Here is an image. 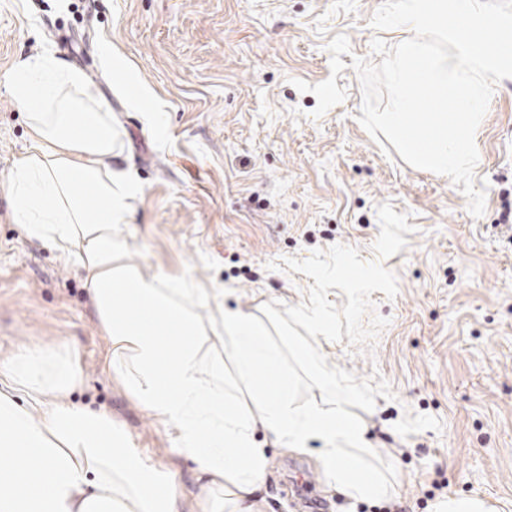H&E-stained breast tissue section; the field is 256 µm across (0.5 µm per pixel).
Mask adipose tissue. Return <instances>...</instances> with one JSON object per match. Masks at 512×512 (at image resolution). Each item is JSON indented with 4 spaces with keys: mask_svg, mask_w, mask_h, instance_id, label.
<instances>
[{
    "mask_svg": "<svg viewBox=\"0 0 512 512\" xmlns=\"http://www.w3.org/2000/svg\"><path fill=\"white\" fill-rule=\"evenodd\" d=\"M10 88L35 143L11 174L14 220L81 273L108 339L107 373L194 464L201 512H263L260 426L292 452L320 441L316 461L337 492L385 497L363 423L341 406L296 401L273 313L230 305L228 288L203 315L207 289L151 274L129 256L121 228L139 185L113 164L122 134L96 89L51 53L13 69ZM79 377L74 354L42 348L0 371V512H181L168 471L134 450L110 416L68 401Z\"/></svg>",
    "mask_w": 512,
    "mask_h": 512,
    "instance_id": "adipose-tissue-1",
    "label": "adipose tissue"
}]
</instances>
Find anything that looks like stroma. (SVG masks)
<instances>
[{"instance_id":"35a3bbf8","label":"stroma","mask_w":512,"mask_h":512,"mask_svg":"<svg viewBox=\"0 0 512 512\" xmlns=\"http://www.w3.org/2000/svg\"><path fill=\"white\" fill-rule=\"evenodd\" d=\"M381 3L0 0V77L45 52L80 70L126 133L118 164L139 182L122 228L132 257L219 297L233 289L242 309L307 301L312 278L287 271L285 258L343 244L374 259L378 206L407 214V245L383 262L398 294L371 295L388 326L364 348L322 338L317 347L329 365L382 378L394 394L350 410L374 466L396 478L392 503L433 512L437 499L477 496L490 512H512V222L502 220L512 213V78L495 84L475 135V186L486 193L477 218L449 178L384 153L359 122L352 59L381 63L373 39L402 37L372 27ZM339 34L350 41L336 80L347 97L315 121L316 97L293 82L329 77L326 45ZM31 147L27 115L0 84V364L23 348L76 354L69 400L104 411L135 450L177 472L193 512V465L105 372L108 344L79 272L13 220L7 183ZM255 441L271 459L266 512H381L382 502L329 492L312 455L282 450L264 430Z\"/></svg>"}]
</instances>
